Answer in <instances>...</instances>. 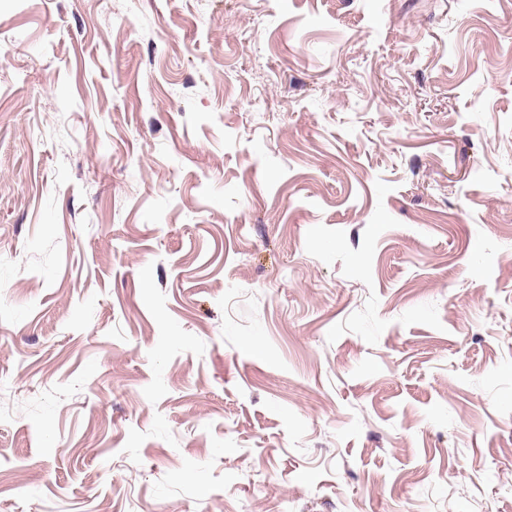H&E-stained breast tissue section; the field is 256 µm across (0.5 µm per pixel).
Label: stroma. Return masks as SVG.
<instances>
[{
  "label": "stroma",
  "instance_id": "obj_1",
  "mask_svg": "<svg viewBox=\"0 0 512 512\" xmlns=\"http://www.w3.org/2000/svg\"><path fill=\"white\" fill-rule=\"evenodd\" d=\"M0 512H512V0H0Z\"/></svg>",
  "mask_w": 512,
  "mask_h": 512
}]
</instances>
